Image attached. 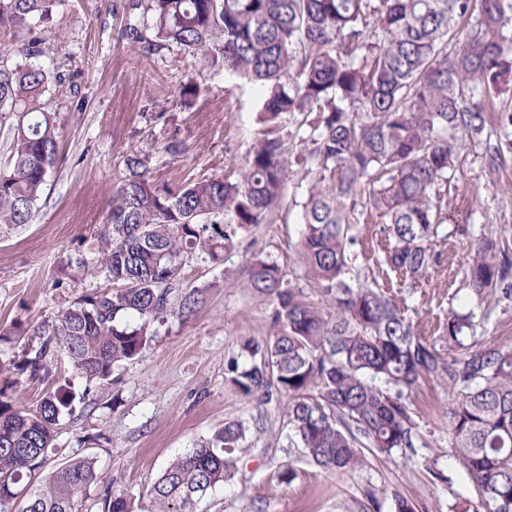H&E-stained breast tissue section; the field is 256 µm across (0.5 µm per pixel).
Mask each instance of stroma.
<instances>
[{
	"mask_svg": "<svg viewBox=\"0 0 512 512\" xmlns=\"http://www.w3.org/2000/svg\"><path fill=\"white\" fill-rule=\"evenodd\" d=\"M126 0H55L35 29L42 61L52 77L44 99L60 124L65 157L53 172L33 223L0 229V329L13 321L53 319L88 292L107 287L97 274V239L124 173L126 156H149L148 176L159 189L243 170L263 131L262 93L224 67H213L178 47L143 57L123 39L127 22L149 24L146 14L127 18ZM195 94L181 98L184 84ZM312 113H294L283 130L295 177L272 223L243 233L223 264L191 259L186 285L202 288L193 313L168 317L142 358L119 365L108 388L90 392L89 404L56 429L55 452L45 466L93 458L101 485L148 499L150 482L176 457L211 438L231 420L249 430L234 476L206 496L197 512H392L394 494L417 512H451L475 493L449 455L445 410L454 397L447 381L423 382L409 394L418 436L413 451L369 457L357 471L338 474L310 464L289 438L287 397L260 403L240 396L225 373L245 340L276 334L267 297L248 288L239 269L252 255L271 257L291 270L299 238L301 203L309 187L299 172ZM178 141L180 154L165 146ZM450 206L473 207L475 227L512 236V159L491 167L481 139L468 140L449 182ZM467 235L437 242L441 265L425 288L404 294L413 319L436 322L447 311L471 249ZM26 337L0 341V387L18 408L35 406L44 386L10 369ZM438 467L444 479L434 478ZM296 477L287 481L285 469ZM381 503L373 510L364 492Z\"/></svg>",
	"mask_w": 512,
	"mask_h": 512,
	"instance_id": "35a3bbf8",
	"label": "stroma"
}]
</instances>
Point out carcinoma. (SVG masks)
Listing matches in <instances>:
<instances>
[{"label":"carcinoma","mask_w":512,"mask_h":512,"mask_svg":"<svg viewBox=\"0 0 512 512\" xmlns=\"http://www.w3.org/2000/svg\"><path fill=\"white\" fill-rule=\"evenodd\" d=\"M52 0H0V35L32 33ZM152 24L124 38L151 56L174 44L256 82L270 125L251 148L240 180L192 179L152 187L149 156L125 158L98 240L97 271L112 287L83 295L52 322L30 328L11 367L33 379L53 363L85 378L76 393L58 372L33 409L0 392V512H88L98 484L91 458L43 469L60 418L91 389L112 383L120 363L143 357L153 324L190 313L199 290L178 307L182 265L223 260L238 235L268 224L287 198L286 146L277 128L314 112L303 159L311 176L301 203L296 268L287 274L253 255L241 273L271 299L276 335L243 346L228 364L238 393L266 402L288 397L291 439L315 465L361 469L367 454L415 447L404 394L448 378L450 456L485 512H512V345L476 336L474 309L449 305L434 328L413 322L402 288H422L451 233L473 234L474 209H448L466 139L485 137L494 158L512 155V0H129ZM23 61L0 64V124L9 122V161L0 168V226L34 221L61 161L55 113L42 100L49 81L38 39ZM379 233H364L365 225ZM453 232H448V225ZM470 300H512V241L482 230L463 271ZM316 292L307 299L304 289ZM448 348L443 356L441 348ZM247 427L231 421L177 457L153 482L152 512H196L233 477ZM98 512H145L135 498L97 495Z\"/></svg>","instance_id":"obj_1"}]
</instances>
